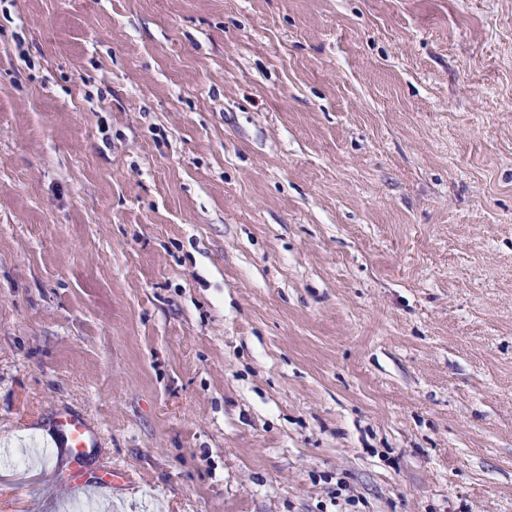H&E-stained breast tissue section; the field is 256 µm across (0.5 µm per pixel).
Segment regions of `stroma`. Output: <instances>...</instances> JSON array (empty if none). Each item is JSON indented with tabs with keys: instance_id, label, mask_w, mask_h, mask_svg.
<instances>
[{
	"instance_id": "obj_1",
	"label": "stroma",
	"mask_w": 512,
	"mask_h": 512,
	"mask_svg": "<svg viewBox=\"0 0 512 512\" xmlns=\"http://www.w3.org/2000/svg\"><path fill=\"white\" fill-rule=\"evenodd\" d=\"M512 512V0H0V512ZM54 448L61 454L64 467L76 472L88 461L92 448H99L98 428L83 414L59 411L52 420Z\"/></svg>"
}]
</instances>
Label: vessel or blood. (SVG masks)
<instances>
[{"label": "vessel or blood", "instance_id": "vessel-or-blood-1", "mask_svg": "<svg viewBox=\"0 0 512 512\" xmlns=\"http://www.w3.org/2000/svg\"><path fill=\"white\" fill-rule=\"evenodd\" d=\"M54 446L61 454L64 466L70 472L68 485L77 493L85 492L87 482L77 475L93 448L100 445L98 428L85 416L68 410L59 411L52 420Z\"/></svg>", "mask_w": 512, "mask_h": 512}]
</instances>
